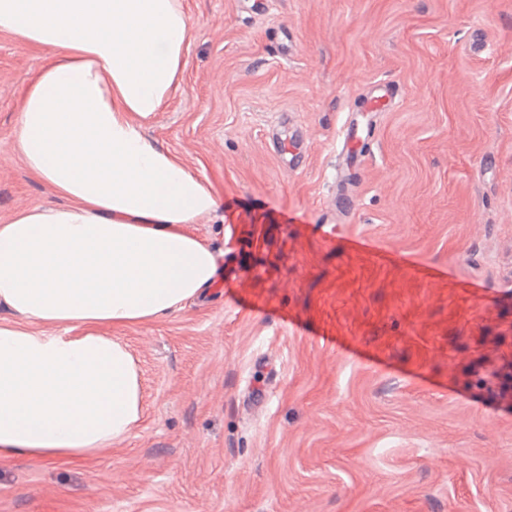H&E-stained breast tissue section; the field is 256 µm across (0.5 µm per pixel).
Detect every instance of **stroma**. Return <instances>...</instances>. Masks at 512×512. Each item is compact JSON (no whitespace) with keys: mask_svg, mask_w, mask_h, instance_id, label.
Instances as JSON below:
<instances>
[{"mask_svg":"<svg viewBox=\"0 0 512 512\" xmlns=\"http://www.w3.org/2000/svg\"><path fill=\"white\" fill-rule=\"evenodd\" d=\"M184 5L183 87L143 132L211 185L190 230L221 276L111 328L140 428L85 460L0 459V512H512V0ZM42 63L0 33V224L56 202L14 149ZM380 80L403 100L337 193ZM402 100L399 88L395 84L391 82L376 83L370 93L361 100L354 111L355 115L346 121L342 151L346 150L349 154L350 145L369 134L371 120L368 119V113H372L375 117L381 112H388L397 107Z\"/></svg>","mask_w":512,"mask_h":512,"instance_id":"obj_1","label":"stroma"}]
</instances>
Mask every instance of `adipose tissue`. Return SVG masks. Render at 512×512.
Listing matches in <instances>:
<instances>
[{
  "label": "adipose tissue",
  "instance_id": "adipose-tissue-1",
  "mask_svg": "<svg viewBox=\"0 0 512 512\" xmlns=\"http://www.w3.org/2000/svg\"><path fill=\"white\" fill-rule=\"evenodd\" d=\"M182 0H0L36 49L15 148L61 198L0 225V458H88L142 418L140 370L103 326L181 311L220 276L189 224L208 183L142 127L181 90Z\"/></svg>",
  "mask_w": 512,
  "mask_h": 512
}]
</instances>
